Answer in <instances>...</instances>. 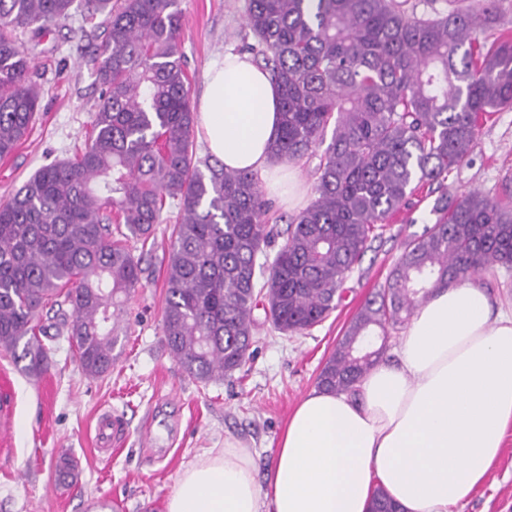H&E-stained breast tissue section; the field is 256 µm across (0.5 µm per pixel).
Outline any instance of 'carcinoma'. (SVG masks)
I'll return each mask as SVG.
<instances>
[{
  "mask_svg": "<svg viewBox=\"0 0 512 512\" xmlns=\"http://www.w3.org/2000/svg\"><path fill=\"white\" fill-rule=\"evenodd\" d=\"M74 3L0 0V158L24 139L40 101L17 33L40 37ZM100 15L102 103L84 147L37 169L0 202V350L27 361V374L47 371L37 333L52 328L67 336L86 376L110 371L113 310L144 274L127 240L147 243L168 204L178 213L161 333L181 368L205 385L249 362L258 305L284 336L327 319L376 225L408 208L422 187L438 193L434 222L404 243L318 387L354 393L384 355L374 337L406 326L452 282L512 270V202L446 184L467 161L483 116L512 107V37L493 33L495 0L431 15L404 0H246L253 42L242 50L280 90L271 161L303 158L334 125L314 169V198L283 231L268 224L257 175L197 157L178 0H84L85 23L97 26ZM49 306L60 322L44 326ZM57 472L64 485L77 479L66 454ZM373 512L400 510L379 488Z\"/></svg>",
  "mask_w": 512,
  "mask_h": 512,
  "instance_id": "1",
  "label": "carcinoma"
}]
</instances>
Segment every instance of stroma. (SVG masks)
<instances>
[{
  "label": "stroma",
  "instance_id": "35a3bbf8",
  "mask_svg": "<svg viewBox=\"0 0 512 512\" xmlns=\"http://www.w3.org/2000/svg\"><path fill=\"white\" fill-rule=\"evenodd\" d=\"M245 0H179L180 50L191 95L225 53L242 45ZM100 30L80 14L51 23L34 49L33 80L43 93L27 136L0 160V201L40 166L73 157L84 144L99 108L101 86L92 50ZM450 185L500 197L512 190V107L487 114L468 163L452 171ZM433 202L420 193L410 211L385 221L361 264L342 286L338 306L321 324L295 336L276 332L255 310L254 355L233 377L201 385L164 345L161 318L171 222L158 225L153 244L128 245L143 256L144 279L123 304L116 361L109 373L89 378L66 339L51 344L50 366L29 378L22 362L0 351V392L11 405L0 430V512H164L178 475L234 438L254 453L265 478L276 443L364 301L382 286L403 245L422 234ZM123 418L127 439L103 451L94 442L102 412ZM78 463V480L59 484L61 453ZM456 512H512V428L487 481Z\"/></svg>",
  "mask_w": 512,
  "mask_h": 512
}]
</instances>
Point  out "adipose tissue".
Segmentation results:
<instances>
[{"instance_id": "obj_1", "label": "adipose tissue", "mask_w": 512, "mask_h": 512, "mask_svg": "<svg viewBox=\"0 0 512 512\" xmlns=\"http://www.w3.org/2000/svg\"><path fill=\"white\" fill-rule=\"evenodd\" d=\"M279 92L246 54L226 53L206 74L197 128L210 154L259 175L288 206L301 200L293 170L270 161ZM467 282L420 305L352 396L314 389L280 436L265 482L249 448L184 470L165 512H370L376 489L402 512H454L482 486L512 426V315L494 314Z\"/></svg>"}]
</instances>
